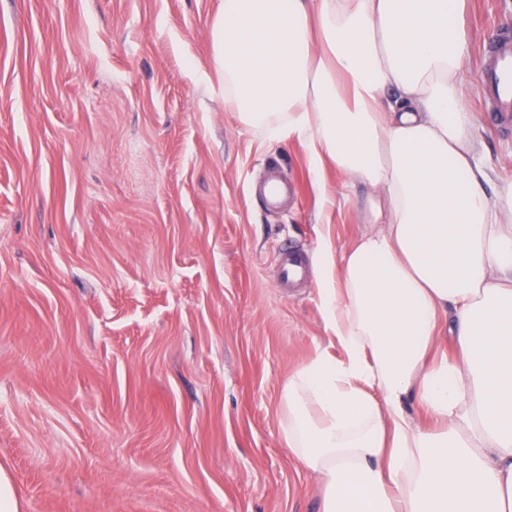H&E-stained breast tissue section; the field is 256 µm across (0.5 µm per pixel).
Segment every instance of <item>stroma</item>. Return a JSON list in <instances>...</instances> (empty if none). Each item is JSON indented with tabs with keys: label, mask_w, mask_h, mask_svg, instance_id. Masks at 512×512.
<instances>
[{
	"label": "stroma",
	"mask_w": 512,
	"mask_h": 512,
	"mask_svg": "<svg viewBox=\"0 0 512 512\" xmlns=\"http://www.w3.org/2000/svg\"><path fill=\"white\" fill-rule=\"evenodd\" d=\"M224 0H0V465L21 512H320L279 426L288 375L332 345L321 277L367 226L365 188L311 170L224 104ZM476 136L482 46L512 0H466ZM297 188L275 212L268 164ZM307 287L281 288L283 244Z\"/></svg>",
	"instance_id": "35a3bbf8"
}]
</instances>
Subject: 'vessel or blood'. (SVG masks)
<instances>
[{
    "label": "vessel or blood",
    "mask_w": 512,
    "mask_h": 512,
    "mask_svg": "<svg viewBox=\"0 0 512 512\" xmlns=\"http://www.w3.org/2000/svg\"><path fill=\"white\" fill-rule=\"evenodd\" d=\"M482 61L481 98L484 109L499 125L512 128V26L499 27L484 43ZM306 274L307 263L300 251L292 246L284 248L279 284L302 281Z\"/></svg>",
    "instance_id": "obj_1"
}]
</instances>
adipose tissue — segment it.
I'll return each instance as SVG.
<instances>
[{
  "mask_svg": "<svg viewBox=\"0 0 512 512\" xmlns=\"http://www.w3.org/2000/svg\"><path fill=\"white\" fill-rule=\"evenodd\" d=\"M460 5L224 0L212 25L227 107L369 191L321 280L340 355L277 406L322 512H512V180L474 134Z\"/></svg>",
  "mask_w": 512,
  "mask_h": 512,
  "instance_id": "obj_1",
  "label": "adipose tissue"
}]
</instances>
